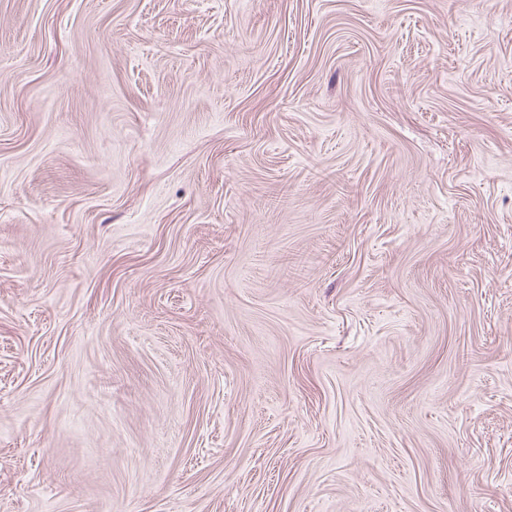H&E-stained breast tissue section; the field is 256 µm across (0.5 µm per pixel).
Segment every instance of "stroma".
Instances as JSON below:
<instances>
[{
    "label": "stroma",
    "mask_w": 512,
    "mask_h": 512,
    "mask_svg": "<svg viewBox=\"0 0 512 512\" xmlns=\"http://www.w3.org/2000/svg\"><path fill=\"white\" fill-rule=\"evenodd\" d=\"M0 512H512V0H0Z\"/></svg>",
    "instance_id": "1"
}]
</instances>
